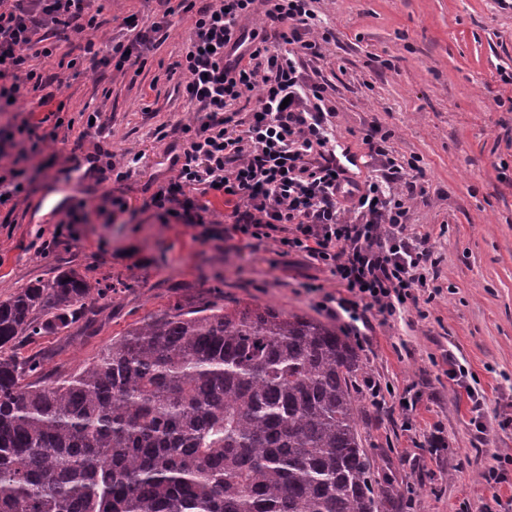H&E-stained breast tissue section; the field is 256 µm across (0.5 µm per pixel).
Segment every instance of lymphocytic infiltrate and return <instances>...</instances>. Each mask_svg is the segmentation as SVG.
<instances>
[{"label":"lymphocytic infiltrate","instance_id":"f902f5d3","mask_svg":"<svg viewBox=\"0 0 512 512\" xmlns=\"http://www.w3.org/2000/svg\"><path fill=\"white\" fill-rule=\"evenodd\" d=\"M161 20L113 46L123 70L141 46L166 40L173 17L191 22L188 46L177 62L195 115L183 125L176 174L150 199L161 223L207 224L208 197L233 208L224 237L248 246L273 243L281 256L325 267L339 291L318 306L344 318L360 336L368 312L393 316L421 298H433L437 260L425 237L408 229L409 204L424 197L418 162L397 163L387 135L366 133L363 143L380 169L365 182L336 164L335 109L323 87L303 74L322 58L332 30L323 28L316 0H162ZM260 28H248L253 15ZM100 24L89 0H0V99L22 90L50 104L66 72L32 67L51 58L49 33L84 34V55L97 57ZM249 111L236 110L237 102Z\"/></svg>","mask_w":512,"mask_h":512}]
</instances>
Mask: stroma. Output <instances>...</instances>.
I'll return each instance as SVG.
<instances>
[{
  "instance_id": "1",
  "label": "stroma",
  "mask_w": 512,
  "mask_h": 512,
  "mask_svg": "<svg viewBox=\"0 0 512 512\" xmlns=\"http://www.w3.org/2000/svg\"><path fill=\"white\" fill-rule=\"evenodd\" d=\"M104 45L128 41V17L159 20V0H92ZM324 26L335 30L324 58L310 63L337 110L336 137L357 158L364 180L379 164L362 138L388 132L389 154L418 157L427 198L410 204L414 232L429 237L439 258L438 292L424 313L411 306L389 318L370 316L354 342L360 369L364 446L379 477L392 478L404 512H487L512 503V0H319ZM187 46L176 22L159 47L141 50L142 70L116 71L84 59L68 87L55 94V115L34 96L20 111L42 119L47 139L30 161H17L24 137L0 115V174L20 171L27 198L0 206V299L59 270L74 268L97 282L91 327L16 343L19 360L40 357L48 371L70 373L112 340L170 305L271 304L335 328L342 320L316 310L304 282L335 292L329 272L273 245L249 247L224 238L223 197L211 200L209 235L160 223L151 195L175 174L173 159L192 111L185 79L170 73ZM99 112L103 134L54 137L57 119L85 124ZM166 125L170 133L157 139ZM87 203L89 221L75 224L50 253L51 236L72 200ZM467 372L468 387L448 378L449 360ZM391 383L394 398L375 403L367 382ZM486 399L483 422H471L468 388ZM509 475L489 488L485 469Z\"/></svg>"
}]
</instances>
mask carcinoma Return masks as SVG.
Instances as JSON below:
<instances>
[{
  "label": "carcinoma",
  "instance_id": "carcinoma-1",
  "mask_svg": "<svg viewBox=\"0 0 512 512\" xmlns=\"http://www.w3.org/2000/svg\"><path fill=\"white\" fill-rule=\"evenodd\" d=\"M68 269L0 299V512H384L353 347L271 305L177 304L78 371L5 354L89 310Z\"/></svg>",
  "mask_w": 512,
  "mask_h": 512
}]
</instances>
